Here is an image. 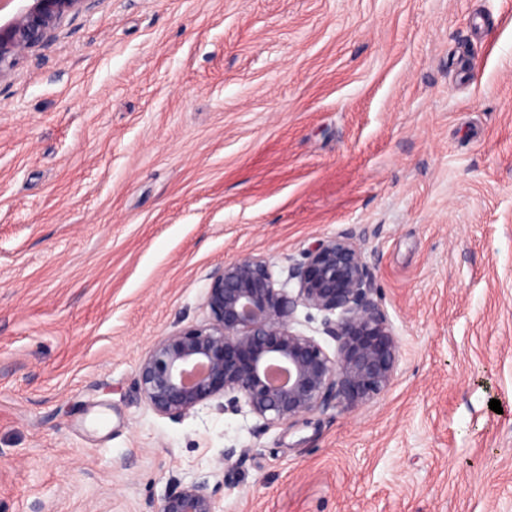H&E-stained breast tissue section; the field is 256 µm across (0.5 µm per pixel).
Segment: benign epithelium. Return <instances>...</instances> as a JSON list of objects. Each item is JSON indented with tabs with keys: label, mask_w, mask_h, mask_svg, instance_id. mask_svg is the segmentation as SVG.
<instances>
[{
	"label": "benign epithelium",
	"mask_w": 512,
	"mask_h": 512,
	"mask_svg": "<svg viewBox=\"0 0 512 512\" xmlns=\"http://www.w3.org/2000/svg\"><path fill=\"white\" fill-rule=\"evenodd\" d=\"M99 0H28L0 24V83L20 61L55 38L64 20ZM291 289L266 261L242 255L211 277L207 322L162 337L142 358L138 385L158 415L178 420L224 399L226 413L247 412L263 429L336 406L352 412L393 382L399 338L372 298L365 256L351 235L319 239L288 266ZM322 314L334 355L293 327L298 307ZM158 512H219L206 481L175 484Z\"/></svg>",
	"instance_id": "7a95c632"
}]
</instances>
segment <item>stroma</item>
<instances>
[{
	"label": "stroma",
	"instance_id": "stroma-1",
	"mask_svg": "<svg viewBox=\"0 0 512 512\" xmlns=\"http://www.w3.org/2000/svg\"><path fill=\"white\" fill-rule=\"evenodd\" d=\"M344 234L385 392L152 411L139 363L224 262L282 282ZM202 480L221 512H512V0H100L0 83V512Z\"/></svg>",
	"mask_w": 512,
	"mask_h": 512
}]
</instances>
